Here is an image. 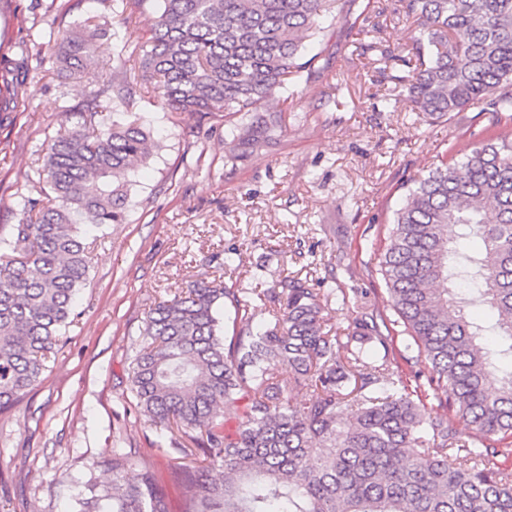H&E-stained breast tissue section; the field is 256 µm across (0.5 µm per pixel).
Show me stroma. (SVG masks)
<instances>
[{
  "instance_id": "stroma-1",
  "label": "stroma",
  "mask_w": 512,
  "mask_h": 512,
  "mask_svg": "<svg viewBox=\"0 0 512 512\" xmlns=\"http://www.w3.org/2000/svg\"><path fill=\"white\" fill-rule=\"evenodd\" d=\"M367 2L347 0L343 20L327 11L303 55L331 51L328 67L299 78L273 144L234 160L230 143L247 116L161 111L140 56L118 60L125 31L104 0H0V76L18 59L16 42H45L57 25L90 15L106 29L92 62L69 77L52 61L33 63L25 106L0 112L1 238L22 218L26 198L41 197L43 148L65 112L116 71L133 77L130 111L158 143L131 174L126 222L81 223L89 274L75 311L35 386L0 410V512H78V492L111 484L106 464L116 452L147 457L169 512H182L170 434L144 415L131 382L155 303L227 266L233 273L223 284L239 292L309 271L342 290L325 316L347 332L362 306L387 298L377 250L401 185L490 134L512 137L504 113L469 108L433 119L393 100L376 60L412 43L414 27L398 0H381L379 17ZM371 42L376 50L362 52Z\"/></svg>"
}]
</instances>
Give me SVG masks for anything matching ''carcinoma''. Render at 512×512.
Instances as JSON below:
<instances>
[{
  "mask_svg": "<svg viewBox=\"0 0 512 512\" xmlns=\"http://www.w3.org/2000/svg\"><path fill=\"white\" fill-rule=\"evenodd\" d=\"M142 2L119 11L126 48ZM402 3L418 36L388 56L401 64L388 78L413 110L437 119L471 106L512 112V0ZM324 11L325 0H162L151 37L134 49L159 78L162 111L254 113L233 139L236 157L258 143L266 103L288 101L289 79L317 73L320 54L304 61L301 49ZM97 36L89 18L59 27L60 66H86ZM1 92L16 111L26 76ZM130 98L119 75L81 103L79 121L45 147L38 176L51 195L28 200L0 241V409L38 381L87 282L76 217L127 219L129 174L155 142L135 120L101 128L96 118ZM470 237L481 245L469 253L459 244ZM379 271L396 318L374 307L345 334L324 321L333 289L308 275L250 296L201 281L150 311L132 382L151 421L176 431L185 512H512V470L491 464L512 457V139L443 160L407 187ZM226 298L241 323L230 338L219 315ZM257 300L271 320L255 333ZM474 304L487 307L490 325L468 314ZM404 335L411 342L389 350ZM414 347L430 364L428 392L403 380ZM376 384L381 395L365 394ZM293 387L307 392L299 406L283 401ZM443 391L448 401L429 403ZM461 420L469 433L456 429ZM110 469L111 485L78 499L82 512H167L143 461L116 453Z\"/></svg>",
  "mask_w": 512,
  "mask_h": 512,
  "instance_id": "carcinoma-1",
  "label": "carcinoma"
}]
</instances>
